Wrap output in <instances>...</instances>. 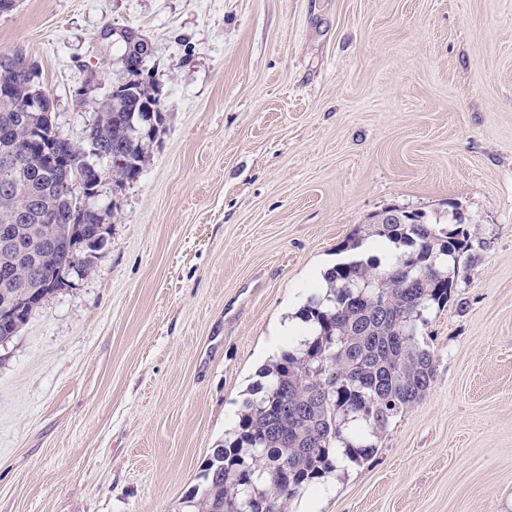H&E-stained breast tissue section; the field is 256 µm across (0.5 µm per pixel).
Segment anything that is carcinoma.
<instances>
[{
	"instance_id": "1",
	"label": "carcinoma",
	"mask_w": 512,
	"mask_h": 512,
	"mask_svg": "<svg viewBox=\"0 0 512 512\" xmlns=\"http://www.w3.org/2000/svg\"><path fill=\"white\" fill-rule=\"evenodd\" d=\"M14 89L0 97V166L13 157L23 164L11 179L0 170V230L14 241L0 247V343L10 341L61 277L84 275L103 249L101 224H91L96 207L70 206L55 159L83 172L112 164L116 179L135 178L144 161L148 121L161 122V110L148 118L146 104L160 105L152 85L141 81L118 91L98 107L86 147L61 137L52 112L38 122L40 140L27 133L19 106L45 98L39 75L8 72ZM394 211L400 220L390 223ZM64 216L49 225L38 213ZM451 212L452 230L436 228L421 212L385 209L372 217L376 235L404 248L388 268L353 259L326 275L328 305L315 297L304 308L315 334L305 348L285 350L266 365L259 383L244 399L238 422L224 444L213 449L201 483L185 498L189 512H289L291 500L336 466L339 451L353 462L368 455L364 434L389 425L430 388L433 354L417 339L424 312L448 302L468 251L470 233Z\"/></svg>"
}]
</instances>
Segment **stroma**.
<instances>
[{"instance_id": "35a3bbf8", "label": "stroma", "mask_w": 512, "mask_h": 512, "mask_svg": "<svg viewBox=\"0 0 512 512\" xmlns=\"http://www.w3.org/2000/svg\"><path fill=\"white\" fill-rule=\"evenodd\" d=\"M127 30L162 122L91 200L94 271L0 344V512H185L279 319L391 207L470 221L435 378L292 512H512V0H15L0 53L81 147Z\"/></svg>"}]
</instances>
